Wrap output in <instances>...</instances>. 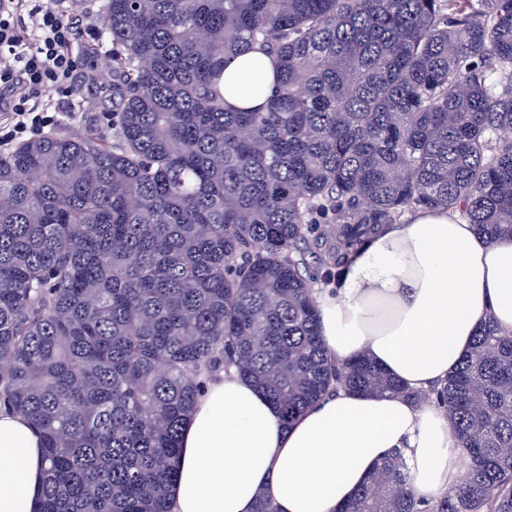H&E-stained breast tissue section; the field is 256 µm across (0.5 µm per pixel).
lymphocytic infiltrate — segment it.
Here are the masks:
<instances>
[{
  "mask_svg": "<svg viewBox=\"0 0 512 512\" xmlns=\"http://www.w3.org/2000/svg\"><path fill=\"white\" fill-rule=\"evenodd\" d=\"M85 33L79 19L44 8L41 0H0V93L11 94L0 147L57 125L73 101L76 78L96 82L109 55L87 51ZM48 91L55 92V105L41 104Z\"/></svg>",
  "mask_w": 512,
  "mask_h": 512,
  "instance_id": "lymphocytic-infiltrate-1",
  "label": "lymphocytic infiltrate"
}]
</instances>
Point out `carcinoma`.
Masks as SVG:
<instances>
[{"mask_svg": "<svg viewBox=\"0 0 512 512\" xmlns=\"http://www.w3.org/2000/svg\"><path fill=\"white\" fill-rule=\"evenodd\" d=\"M112 124L0 152V404L40 430V512H171L201 383L291 425L410 390L321 341L311 284L419 209L512 238V0H105ZM276 88L224 101L255 45ZM470 464L418 500L400 451L339 512H512V334L436 391Z\"/></svg>", "mask_w": 512, "mask_h": 512, "instance_id": "1", "label": "carcinoma"}]
</instances>
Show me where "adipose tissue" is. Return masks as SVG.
Listing matches in <instances>:
<instances>
[{
    "mask_svg": "<svg viewBox=\"0 0 512 512\" xmlns=\"http://www.w3.org/2000/svg\"><path fill=\"white\" fill-rule=\"evenodd\" d=\"M273 89L267 57L230 59L224 97L240 109ZM320 336L338 359L366 355L408 387L443 382L487 319L512 332V239L487 243L459 215L420 210L381 225L354 251L338 284L318 290ZM172 512H336L392 449H401L417 498L456 484L463 450L441 406L395 394L326 397L289 426L235 370L205 383L184 425ZM40 435L0 407V512H38Z\"/></svg>",
    "mask_w": 512,
    "mask_h": 512,
    "instance_id": "ef3b65f1",
    "label": "adipose tissue"
}]
</instances>
